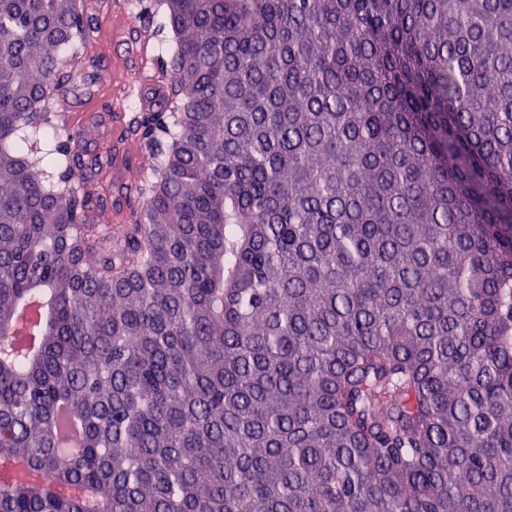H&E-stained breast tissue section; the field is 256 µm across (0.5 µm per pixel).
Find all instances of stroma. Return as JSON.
I'll use <instances>...</instances> for the list:
<instances>
[{
	"label": "stroma",
	"mask_w": 512,
	"mask_h": 512,
	"mask_svg": "<svg viewBox=\"0 0 512 512\" xmlns=\"http://www.w3.org/2000/svg\"><path fill=\"white\" fill-rule=\"evenodd\" d=\"M84 11L91 24L85 48L93 54L98 42H106L109 54L102 62L108 65L110 78L105 83L96 79L88 86L74 85L65 103L69 113L78 114L77 125L91 129L93 147L119 155L110 178L121 184L138 176L141 158L117 127L159 103L168 20L155 0H84ZM132 15L141 17V24H123V17Z\"/></svg>",
	"instance_id": "35a3bbf8"
}]
</instances>
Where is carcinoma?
Returning a JSON list of instances; mask_svg holds the SVG:
<instances>
[{"label": "carcinoma", "instance_id": "carcinoma-1", "mask_svg": "<svg viewBox=\"0 0 512 512\" xmlns=\"http://www.w3.org/2000/svg\"><path fill=\"white\" fill-rule=\"evenodd\" d=\"M146 176L0 0V512H512V0H158Z\"/></svg>", "mask_w": 512, "mask_h": 512}]
</instances>
